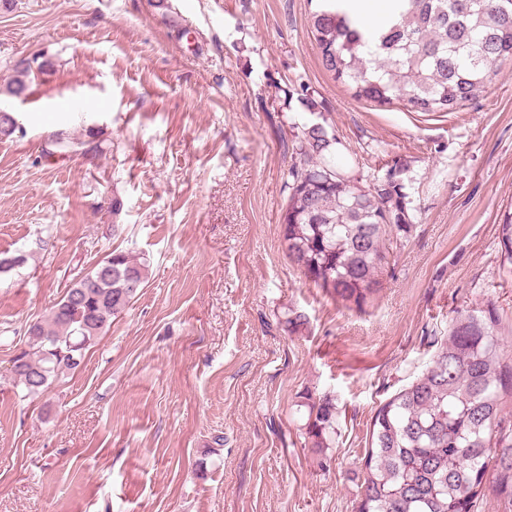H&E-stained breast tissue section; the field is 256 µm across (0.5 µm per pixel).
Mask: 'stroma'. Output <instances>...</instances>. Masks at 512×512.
<instances>
[{"instance_id": "stroma-1", "label": "stroma", "mask_w": 512, "mask_h": 512, "mask_svg": "<svg viewBox=\"0 0 512 512\" xmlns=\"http://www.w3.org/2000/svg\"><path fill=\"white\" fill-rule=\"evenodd\" d=\"M316 0H12L0 78L50 57L0 141V512H355L378 407L421 374L458 311L495 308L512 360V61L454 112L353 97L320 60ZM306 95H299V86ZM324 124L362 183L401 168L413 228L379 295L336 304L291 266L284 181ZM104 132L95 162L41 155ZM120 211H112V199ZM149 282L81 365L27 395L28 321L112 249ZM304 325L289 329V314ZM339 434L313 451L306 393ZM223 436L215 444L214 436ZM498 238L501 250V267L503 272L512 273V220L508 217L503 224H498Z\"/></svg>"}]
</instances>
